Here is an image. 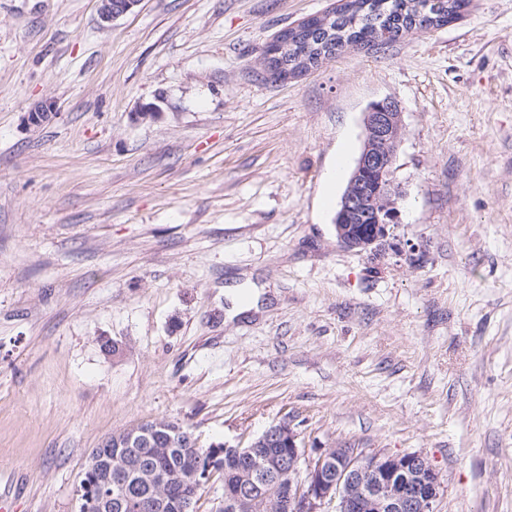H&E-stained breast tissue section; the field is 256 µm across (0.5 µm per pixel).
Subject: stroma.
Returning a JSON list of instances; mask_svg holds the SVG:
<instances>
[{
    "instance_id": "1",
    "label": "stroma",
    "mask_w": 512,
    "mask_h": 512,
    "mask_svg": "<svg viewBox=\"0 0 512 512\" xmlns=\"http://www.w3.org/2000/svg\"><path fill=\"white\" fill-rule=\"evenodd\" d=\"M333 2L141 0L104 23L98 0H0L8 512H79L121 430L220 448L286 418L310 458L424 452L437 512H512V0L268 80L265 44ZM383 98L404 198L399 253L373 259L333 222Z\"/></svg>"
}]
</instances>
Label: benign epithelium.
Wrapping results in <instances>:
<instances>
[{
    "label": "benign epithelium",
    "mask_w": 512,
    "mask_h": 512,
    "mask_svg": "<svg viewBox=\"0 0 512 512\" xmlns=\"http://www.w3.org/2000/svg\"><path fill=\"white\" fill-rule=\"evenodd\" d=\"M100 19L112 22L131 12L140 0H100ZM336 17V7L306 18L280 31L266 45L262 63L267 74L286 80L318 67L336 54L309 57V48L293 39L307 23L323 29ZM403 137L402 112L391 99L369 105L364 113V139L355 168L341 197L335 217L336 240L348 251L371 256L386 254L394 224L399 222V195L394 186V164ZM391 220L389 224L350 223L349 217L365 209ZM163 428L159 421L150 427L135 426L110 436L94 449L90 469L98 475V494L93 505L98 512L123 509L131 500L127 477L140 476L157 495L143 503L152 512H193L194 496L173 494L189 483L203 485L200 470L171 471L144 463L129 449L150 448ZM305 444L289 419L268 427L245 447L226 445L213 451L246 461L248 468L237 492L229 500L235 512H253L264 502L273 512H437L442 489L439 472L421 451L404 454L378 453L371 456L356 448H327L317 458L305 457ZM272 448H286L279 457Z\"/></svg>",
    "instance_id": "7a95c632"
}]
</instances>
